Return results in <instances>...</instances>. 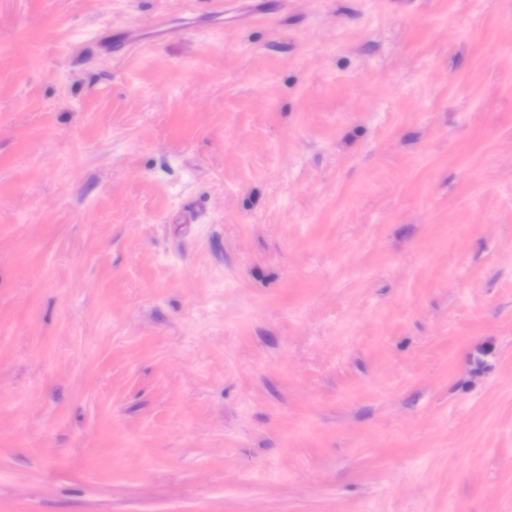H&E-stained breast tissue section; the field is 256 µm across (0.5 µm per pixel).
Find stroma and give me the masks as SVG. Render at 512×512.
Returning <instances> with one entry per match:
<instances>
[{
    "instance_id": "obj_1",
    "label": "stroma",
    "mask_w": 512,
    "mask_h": 512,
    "mask_svg": "<svg viewBox=\"0 0 512 512\" xmlns=\"http://www.w3.org/2000/svg\"><path fill=\"white\" fill-rule=\"evenodd\" d=\"M0 0V512H512V0Z\"/></svg>"
}]
</instances>
